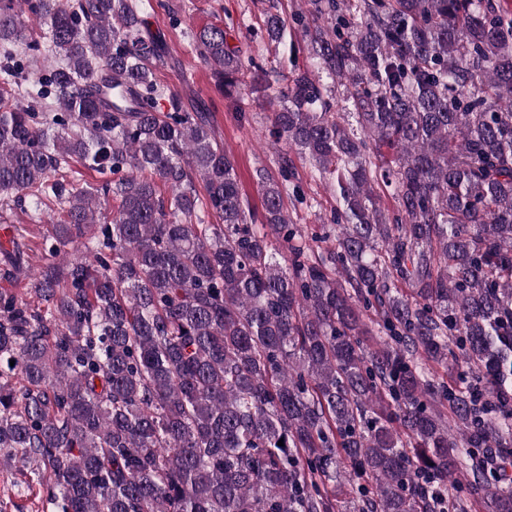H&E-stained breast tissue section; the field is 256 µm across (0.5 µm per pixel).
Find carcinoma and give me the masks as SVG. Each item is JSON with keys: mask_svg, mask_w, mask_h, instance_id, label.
<instances>
[{"mask_svg": "<svg viewBox=\"0 0 512 512\" xmlns=\"http://www.w3.org/2000/svg\"><path fill=\"white\" fill-rule=\"evenodd\" d=\"M506 2L272 3L307 60L274 78L191 32L224 97L282 100L258 216L157 77L153 0H0V73L34 75L0 85V207L58 213L35 301L0 292V467L42 512H512ZM292 150L330 223L288 215ZM26 262L0 243L1 279Z\"/></svg>", "mask_w": 512, "mask_h": 512, "instance_id": "carcinoma-1", "label": "carcinoma"}]
</instances>
